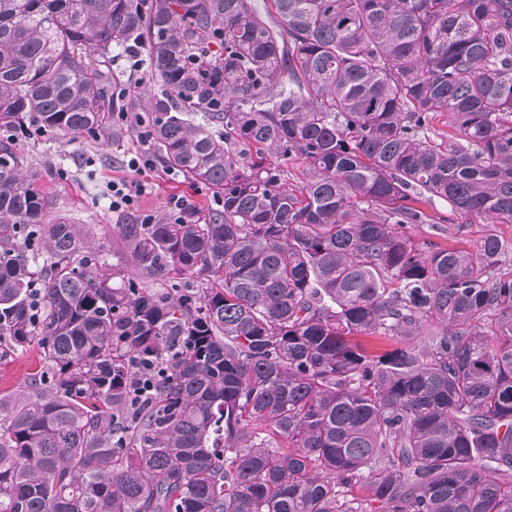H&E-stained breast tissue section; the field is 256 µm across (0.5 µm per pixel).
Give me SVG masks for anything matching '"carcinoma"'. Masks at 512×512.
<instances>
[{"instance_id":"obj_1","label":"carcinoma","mask_w":512,"mask_h":512,"mask_svg":"<svg viewBox=\"0 0 512 512\" xmlns=\"http://www.w3.org/2000/svg\"><path fill=\"white\" fill-rule=\"evenodd\" d=\"M272 2L0 0V129L108 134L92 57L139 53L154 153L218 201L120 217L111 265L0 140V359L42 360L0 512H512V242L408 234L512 224V0ZM409 232L417 243H430L438 248L473 247L488 233L512 240V224H486L479 219L472 224H414ZM157 368L152 363H145L138 366V371L134 377V395L135 400L139 401L142 396L155 389L154 378Z\"/></svg>"}]
</instances>
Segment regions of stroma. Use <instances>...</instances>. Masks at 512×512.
Segmentation results:
<instances>
[{"mask_svg":"<svg viewBox=\"0 0 512 512\" xmlns=\"http://www.w3.org/2000/svg\"><path fill=\"white\" fill-rule=\"evenodd\" d=\"M94 70L103 86L105 99L123 95L135 102L132 115L148 114L145 101L135 97L139 82L149 79L147 70L130 71L121 58L95 64ZM112 128L114 137L97 139L53 132L29 139L0 129V140L14 138L23 156L24 171L33 174L38 186L52 198L53 215L89 228L93 233L92 245L109 256L117 253L118 243L112 231L116 217L109 207L107 184L111 179L127 176L125 162L128 156L143 146L142 129L136 123L116 122ZM143 179L148 190L140 198L138 207L153 216H168L169 200L175 195L185 196L189 202L207 211L216 205L207 186L170 172L163 162H156L154 170L146 172ZM490 233L511 241L512 224H486L477 220L470 224H416L410 230L417 243H429L438 248L473 247ZM39 360L40 349L34 343L24 353L1 359L0 395L23 393L32 373L39 367Z\"/></svg>","mask_w":512,"mask_h":512,"instance_id":"obj_1","label":"stroma"}]
</instances>
